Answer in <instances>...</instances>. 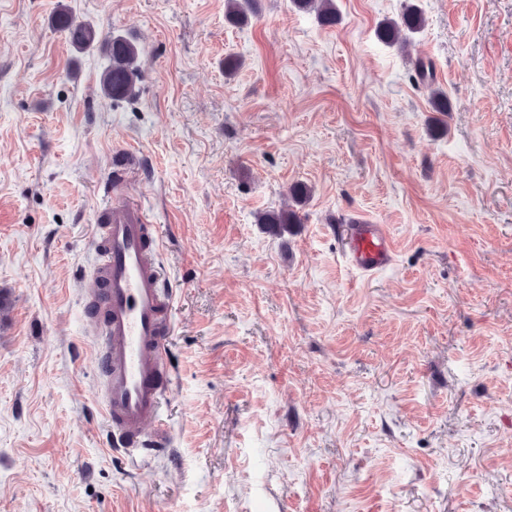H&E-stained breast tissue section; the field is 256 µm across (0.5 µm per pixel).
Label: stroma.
Masks as SVG:
<instances>
[{"instance_id":"1","label":"stroma","mask_w":512,"mask_h":512,"mask_svg":"<svg viewBox=\"0 0 512 512\" xmlns=\"http://www.w3.org/2000/svg\"><path fill=\"white\" fill-rule=\"evenodd\" d=\"M335 3L0 0V512H512V0H418L406 55L375 34L404 0ZM62 10L139 46L134 99ZM297 183L300 223H256ZM111 196L175 290L169 445L136 461L82 307ZM353 216L392 268L346 265ZM258 14V0H226L224 19L236 26L246 25ZM291 3L300 12H314L323 27H333L339 21L334 0H291ZM56 27L65 33L69 44L77 49H88L100 41L97 30L90 24L76 21L67 13L60 12L54 18ZM412 80L425 87L430 86L429 102L433 112H449L450 102L448 95L440 88H433L434 82L433 64L431 61L420 59L415 62L413 67ZM344 260L364 276H374L395 262V247L389 226L356 217L340 227Z\"/></svg>"}]
</instances>
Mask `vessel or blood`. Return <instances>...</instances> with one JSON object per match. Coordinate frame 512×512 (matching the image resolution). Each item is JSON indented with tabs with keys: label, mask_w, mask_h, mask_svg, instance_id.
Here are the masks:
<instances>
[{
	"label": "vessel or blood",
	"mask_w": 512,
	"mask_h": 512,
	"mask_svg": "<svg viewBox=\"0 0 512 512\" xmlns=\"http://www.w3.org/2000/svg\"><path fill=\"white\" fill-rule=\"evenodd\" d=\"M98 225V261L86 294L95 325L101 406L113 447L136 457L166 447L161 417L172 382L168 346L172 296L158 261L159 236L135 205L115 203ZM344 260L365 276L393 265L394 241L388 225L356 217L342 225Z\"/></svg>",
	"instance_id": "vessel-or-blood-1"
}]
</instances>
